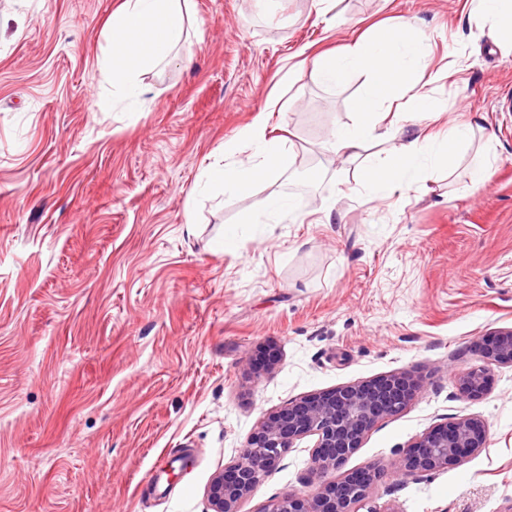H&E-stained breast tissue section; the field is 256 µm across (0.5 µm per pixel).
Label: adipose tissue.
Segmentation results:
<instances>
[{
  "label": "adipose tissue",
  "instance_id": "ef3b65f1",
  "mask_svg": "<svg viewBox=\"0 0 512 512\" xmlns=\"http://www.w3.org/2000/svg\"><path fill=\"white\" fill-rule=\"evenodd\" d=\"M186 21L180 0H120L106 24L110 38L107 74L116 95L132 100L142 96L141 72L170 63L174 48L183 40ZM421 58V42L410 28L403 27L355 38L340 53L321 54L313 60V74L326 84H342L357 70L369 75L356 102V120L335 130L332 147L348 161L358 162V177L373 193L388 196L425 180L447 164L455 145L472 135L471 125L452 123L443 136L422 133L384 160L360 162L365 145L382 139L381 124L386 117L400 119L401 99L412 101L419 112L430 113L431 103L422 91ZM246 139L253 148L248 160L208 166L202 173L205 184L249 197L277 169L283 146L268 138L264 122L248 129Z\"/></svg>",
  "mask_w": 512,
  "mask_h": 512
}]
</instances>
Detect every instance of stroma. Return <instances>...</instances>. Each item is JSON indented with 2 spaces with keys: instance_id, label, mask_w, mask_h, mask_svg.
<instances>
[{
  "instance_id": "stroma-1",
  "label": "stroma",
  "mask_w": 512,
  "mask_h": 512,
  "mask_svg": "<svg viewBox=\"0 0 512 512\" xmlns=\"http://www.w3.org/2000/svg\"><path fill=\"white\" fill-rule=\"evenodd\" d=\"M468 2L336 0L326 22L316 0H188L176 59L143 72L131 112L105 75L118 0H0V512H212V478L265 414L397 371L422 390L346 470L379 465L372 497L398 512H506L512 367L476 401L454 379L512 327V57L469 38ZM404 23L424 35L430 131L474 132L446 170L380 198L330 147L367 73L326 85L299 59ZM260 117L286 140L278 171L251 197L201 188L209 164L250 155ZM273 192L301 195L307 216L241 223ZM268 345L278 363L260 376ZM466 415L485 426L479 452L392 470L429 426ZM314 443L238 512L314 492ZM155 468L168 494L150 492Z\"/></svg>"
}]
</instances>
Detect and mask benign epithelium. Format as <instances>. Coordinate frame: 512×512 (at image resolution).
I'll list each match as a JSON object with an SVG mask.
<instances>
[{
  "label": "benign epithelium",
  "mask_w": 512,
  "mask_h": 512,
  "mask_svg": "<svg viewBox=\"0 0 512 512\" xmlns=\"http://www.w3.org/2000/svg\"><path fill=\"white\" fill-rule=\"evenodd\" d=\"M482 364L455 374L458 395L465 400L485 396L495 366H512V328L495 330L477 343ZM421 388L410 372H394L372 379L343 384L289 402L264 417L249 437L238 459L211 481L207 496L213 512H237L238 503L250 496L264 474L278 465L293 445L316 437L312 472L323 482L310 495L288 494L270 500L261 512H398L390 505L370 504L371 490L379 471L367 466L341 471L346 460L362 447L374 425L403 411ZM485 430L476 416L429 427L400 452L391 468L400 474L423 476L460 463L485 447Z\"/></svg>",
  "instance_id": "benign-epithelium-1"
}]
</instances>
